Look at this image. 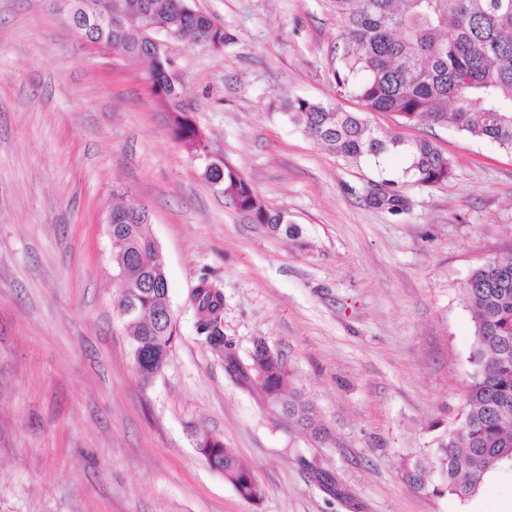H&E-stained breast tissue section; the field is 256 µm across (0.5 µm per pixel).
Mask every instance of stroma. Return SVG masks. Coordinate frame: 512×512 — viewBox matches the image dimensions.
I'll return each mask as SVG.
<instances>
[{
    "label": "stroma",
    "mask_w": 512,
    "mask_h": 512,
    "mask_svg": "<svg viewBox=\"0 0 512 512\" xmlns=\"http://www.w3.org/2000/svg\"><path fill=\"white\" fill-rule=\"evenodd\" d=\"M223 23L214 54L168 42L171 80L210 157L247 177L297 233L251 223L174 138L148 61L85 41L53 0H0V512H498L512 473L462 503L410 488L406 458L459 422L474 320L461 289L512 249V154L453 127L372 126L427 138L451 159L422 187L407 159L348 162L283 105L357 112L334 74L341 32L326 0H193ZM397 182L405 204L370 191ZM118 205L149 213L177 338L142 383L113 309ZM224 294L239 356L264 339L288 358L327 429L286 432L196 333L201 279ZM220 436L257 474L247 502L196 448ZM316 462L341 489L315 486Z\"/></svg>",
    "instance_id": "obj_1"
}]
</instances>
